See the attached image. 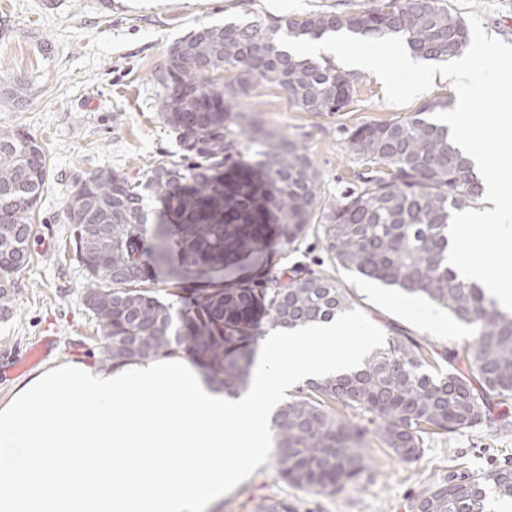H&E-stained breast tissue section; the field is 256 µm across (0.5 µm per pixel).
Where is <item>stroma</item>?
Segmentation results:
<instances>
[{
    "mask_svg": "<svg viewBox=\"0 0 512 512\" xmlns=\"http://www.w3.org/2000/svg\"><path fill=\"white\" fill-rule=\"evenodd\" d=\"M385 0H0V86L22 78L29 96L19 107L0 106V130L20 128L34 137L50 162V175L33 216L28 265L10 278L14 312L0 317V403L8 401L25 373L16 360L49 340L40 367L74 357L97 359L100 335L81 303L83 268L73 257L64 202L80 178L100 168L146 181L161 156L176 160L180 146L159 116L160 91L154 73L173 45L203 26L255 18L287 21L321 10L354 14ZM461 18L478 14L484 31L512 45V0H444ZM354 48L379 46L369 70L358 72L356 92L340 112L318 115L296 107L277 86L259 82L243 93L242 110L265 126L298 141L319 173L321 205L358 187L366 164L349 148L356 127L407 117L434 98L455 99L451 80L416 90V78L398 67L407 48L401 40L352 38ZM393 72L399 89L389 92L374 72ZM295 265L339 280L352 293L346 321L374 342L392 327L426 340L444 352L464 345L470 326L425 298L409 300L397 291L335 268L321 234L309 230L278 258L276 269ZM512 457V427L499 426L431 435L421 455L402 462L375 449L361 479L333 495L282 482L274 456H267L208 512H256L269 498L296 512H406L423 488L483 471Z\"/></svg>",
    "mask_w": 512,
    "mask_h": 512,
    "instance_id": "35a3bbf8",
    "label": "stroma"
}]
</instances>
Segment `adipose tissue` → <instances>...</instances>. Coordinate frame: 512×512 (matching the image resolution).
I'll return each instance as SVG.
<instances>
[{"label":"adipose tissue","mask_w":512,"mask_h":512,"mask_svg":"<svg viewBox=\"0 0 512 512\" xmlns=\"http://www.w3.org/2000/svg\"><path fill=\"white\" fill-rule=\"evenodd\" d=\"M345 323L275 331L239 396L182 356L36 371L0 405V512H204L272 446L288 384L359 362ZM323 351L303 356L309 342Z\"/></svg>","instance_id":"obj_1"}]
</instances>
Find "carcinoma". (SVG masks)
I'll list each match as a JSON object with an SVG mask.
<instances>
[{
	"mask_svg": "<svg viewBox=\"0 0 512 512\" xmlns=\"http://www.w3.org/2000/svg\"><path fill=\"white\" fill-rule=\"evenodd\" d=\"M347 30L367 40L402 38L411 53L445 61L469 43L465 21L443 0H388L357 14L312 13L280 24L254 20L203 26L175 43L161 88L164 124L182 160L162 158L148 179L98 170L81 180L65 215L84 266L82 303L102 337L104 366L185 353L227 395L246 388L262 324L296 329L351 309L336 279L296 267L272 273L275 257L310 229L319 206V174L294 139L264 130L237 109L256 82L281 88L298 108L324 115L345 108L357 77L324 58L290 54L284 38L318 40ZM236 81L218 84L224 66ZM430 100L406 119L351 131L350 148L373 174L321 212L331 262L398 290L421 295L472 325V342L448 352V369L427 348L391 330L355 370L310 381L271 419L280 478L335 494L367 471L373 435L400 460L422 452L424 437L484 424L509 426L499 405L512 399V313L499 309L447 261L453 211L482 194L472 160L449 129L430 118L448 107ZM40 144L22 129L0 132V313H12L9 277L28 263L32 213L48 180ZM160 208L154 222L145 194ZM249 258L259 274L236 272ZM165 275L162 299L151 284ZM371 415L374 430L343 414ZM512 499V460L414 495L409 512H489L490 495Z\"/></svg>",
	"mask_w": 512,
	"mask_h": 512,
	"instance_id": "1",
	"label": "carcinoma"
}]
</instances>
